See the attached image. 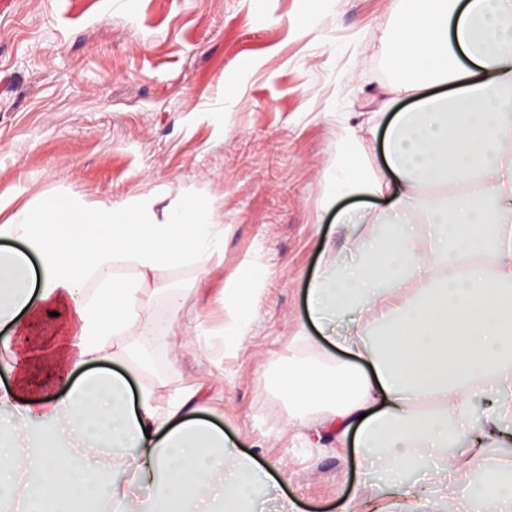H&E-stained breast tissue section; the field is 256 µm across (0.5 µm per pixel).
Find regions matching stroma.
Wrapping results in <instances>:
<instances>
[{"instance_id":"obj_1","label":"stroma","mask_w":512,"mask_h":512,"mask_svg":"<svg viewBox=\"0 0 512 512\" xmlns=\"http://www.w3.org/2000/svg\"><path fill=\"white\" fill-rule=\"evenodd\" d=\"M405 0H0V222L73 193L88 201L206 199L226 228L207 271L163 269L186 288L177 319L207 324L221 290L252 268L262 283L248 336L204 382L192 357L167 372L204 386L203 418L267 469L301 512H340L360 478L352 439L328 409L288 421L271 385L298 357L304 290L327 243L343 244L327 179L342 128L379 167L390 85L385 37Z\"/></svg>"}]
</instances>
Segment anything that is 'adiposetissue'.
<instances>
[{
	"label": "adipose tissue",
	"instance_id": "adipose-tissue-1",
	"mask_svg": "<svg viewBox=\"0 0 512 512\" xmlns=\"http://www.w3.org/2000/svg\"><path fill=\"white\" fill-rule=\"evenodd\" d=\"M386 43L412 78L385 103L384 165L365 167L346 128L329 174L334 196L385 204L338 214L348 234L307 289L309 321L351 358L289 362L279 392L295 419L332 408L384 474L342 512H403L432 458L456 475L436 512L459 498L512 512V0H408ZM401 96L412 105L396 109ZM155 204L59 195L0 223V328L61 319L28 350L60 391L32 394L22 372L0 383V512H257L271 475L201 418L202 385L162 404L131 383L152 364L141 339L171 342L187 291L164 289L170 315L145 327L154 293L120 268L144 279L224 253L205 201ZM258 297L245 280L225 289L232 330L199 327L191 349L216 380L226 333L245 336Z\"/></svg>",
	"mask_w": 512,
	"mask_h": 512
}]
</instances>
